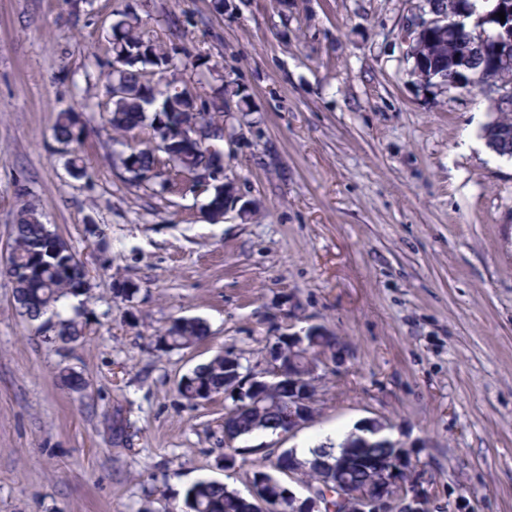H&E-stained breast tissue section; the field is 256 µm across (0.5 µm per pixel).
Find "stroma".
Wrapping results in <instances>:
<instances>
[{"label": "stroma", "mask_w": 512, "mask_h": 512, "mask_svg": "<svg viewBox=\"0 0 512 512\" xmlns=\"http://www.w3.org/2000/svg\"><path fill=\"white\" fill-rule=\"evenodd\" d=\"M128 8L171 55L206 63L200 94L245 95L247 111L224 115L223 149L246 215L213 222L208 192L126 181L93 106ZM425 8L0 0V258L30 202L91 280L31 322L0 274V512H186L193 483L247 493L263 449L370 419L415 446L430 512H512V159L484 135L498 117L485 95L412 74L407 30ZM61 111L77 113L81 143L57 141ZM179 318L202 321L205 338L162 348ZM67 319L84 336L63 344ZM313 325L347 353L321 370L311 422L237 441L247 454L226 466L230 396L190 402L179 380L224 352L262 371L279 334ZM65 371L86 388L65 386Z\"/></svg>", "instance_id": "obj_1"}]
</instances>
